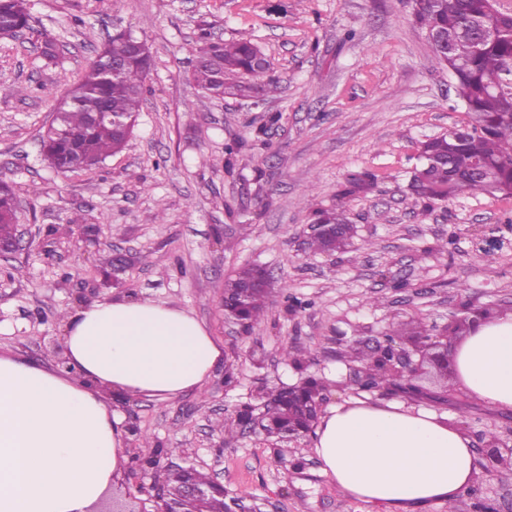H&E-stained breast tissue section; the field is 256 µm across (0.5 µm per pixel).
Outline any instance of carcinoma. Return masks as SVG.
<instances>
[{
    "label": "carcinoma",
    "instance_id": "1",
    "mask_svg": "<svg viewBox=\"0 0 512 512\" xmlns=\"http://www.w3.org/2000/svg\"><path fill=\"white\" fill-rule=\"evenodd\" d=\"M0 15L23 29L28 28L26 0H0ZM414 18L426 36L439 34L448 41V54L433 49L434 61L448 69L455 81L456 95L467 111V125L421 143L418 164L411 171L409 190L424 202L447 201L461 193L512 196V92L506 87L504 63L512 58V13L499 9L492 0H415ZM198 49L190 79L206 96L245 97L276 84L270 63L252 40L223 42L200 29ZM98 55L124 63L120 76L108 80L97 62H92L69 94L64 111L56 113L41 137L44 159L63 173L90 171L118 152L133 133L142 104L150 58L132 53L131 41L112 38ZM375 185L370 173L349 175L341 195L366 192ZM15 189L0 185V239L8 240L15 224ZM314 223L328 224L332 238L313 237L315 252L343 251L355 233L347 209L338 206L314 213ZM272 292L261 268L248 265L224 280V315L245 331L252 330L270 310ZM405 330L399 323L385 337L391 341L412 336L425 343L430 329L421 319L411 320ZM361 372L374 386L384 390L405 389L414 380L388 368L371 352L363 354ZM325 387L308 379L289 397L272 387L260 418L262 433L280 438L288 428L311 429L315 405ZM192 478L208 483V474L197 469L174 470L167 475L168 500L181 512H197L194 502L183 498L182 484Z\"/></svg>",
    "mask_w": 512,
    "mask_h": 512
}]
</instances>
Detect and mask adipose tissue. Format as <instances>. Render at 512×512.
Listing matches in <instances>:
<instances>
[{
	"label": "adipose tissue",
	"instance_id": "ef3b65f1",
	"mask_svg": "<svg viewBox=\"0 0 512 512\" xmlns=\"http://www.w3.org/2000/svg\"><path fill=\"white\" fill-rule=\"evenodd\" d=\"M74 376L0 356V512H95L122 476L121 420L101 398L166 400L202 389L224 346L191 312L117 298L65 319ZM454 382L487 407L512 410V313L472 329ZM324 475L385 512L454 504L474 482L470 439L433 410L356 400L330 409L315 432Z\"/></svg>",
	"mask_w": 512,
	"mask_h": 512
}]
</instances>
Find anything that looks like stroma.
<instances>
[{
	"instance_id": "obj_1",
	"label": "stroma",
	"mask_w": 512,
	"mask_h": 512,
	"mask_svg": "<svg viewBox=\"0 0 512 512\" xmlns=\"http://www.w3.org/2000/svg\"><path fill=\"white\" fill-rule=\"evenodd\" d=\"M413 12L414 0H29L25 39H0V85L27 89L0 94V182L15 188L18 221L36 238L0 259V355L58 370L65 314L97 302L129 297L188 310L223 344L224 363L200 392L111 398L128 460L154 455L163 469L218 473L227 497L259 512H382L336 489L312 437L228 438L215 425L233 421L239 405L260 406L261 387L307 375L323 379L326 407L360 397L359 365L338 349L368 350L391 322L419 317L440 330L470 306L512 310V198L464 193L428 205L408 190L421 142L467 121ZM203 24L212 36L245 33L261 47L277 86L260 103L209 98L189 81ZM120 28L152 53L137 125L101 168L59 173L41 155V134ZM46 36L58 46L52 60L40 49ZM234 143L228 171L224 147ZM361 171L375 175L374 189L340 198ZM340 204L356 226L353 249L311 252L313 210ZM72 220L100 225V245L66 232ZM117 247L130 265L112 285L102 271ZM245 264L288 282L301 308L277 298L248 333L225 321L224 278ZM287 348L299 362L284 358ZM418 384L445 423L512 439V414L468 403L458 387L437 399L430 368ZM144 433L151 447H140ZM476 483L479 497L465 492L454 508L426 512L484 504L512 512V469L481 471Z\"/></svg>"
}]
</instances>
